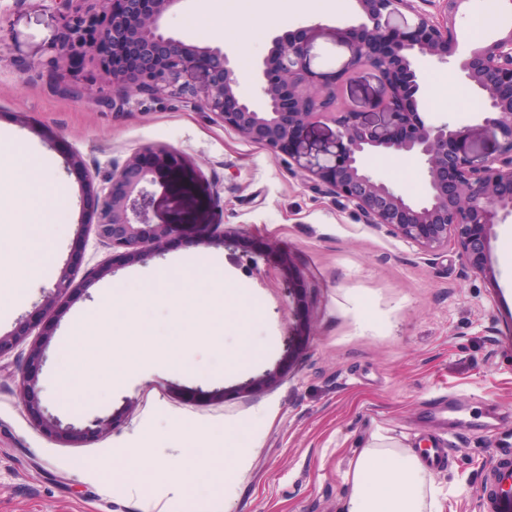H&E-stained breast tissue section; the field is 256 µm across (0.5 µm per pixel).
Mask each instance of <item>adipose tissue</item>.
Returning <instances> with one entry per match:
<instances>
[{
    "label": "adipose tissue",
    "instance_id": "adipose-tissue-1",
    "mask_svg": "<svg viewBox=\"0 0 512 512\" xmlns=\"http://www.w3.org/2000/svg\"><path fill=\"white\" fill-rule=\"evenodd\" d=\"M44 183L40 167L20 171L10 160L0 161V206L10 207L8 220L0 223V239L10 240L9 278L17 288L31 284L39 273L32 243L40 229ZM345 480L349 494L343 512H442L433 473L412 449L378 433L351 461Z\"/></svg>",
    "mask_w": 512,
    "mask_h": 512
}]
</instances>
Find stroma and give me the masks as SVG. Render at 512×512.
I'll return each instance as SVG.
<instances>
[{
	"mask_svg": "<svg viewBox=\"0 0 512 512\" xmlns=\"http://www.w3.org/2000/svg\"><path fill=\"white\" fill-rule=\"evenodd\" d=\"M470 0L458 19L460 48L496 39L512 14L493 10L474 36ZM320 0H185L166 18L168 31L197 46L222 44L234 55L241 93L275 38L308 25ZM62 20L51 0H0V29L9 60L0 65V146L17 165L37 160L47 181L63 178L67 196L46 192L51 224L41 245L39 277L15 291L13 311L0 313V335L49 331L39 371L41 404L85 430L73 441L48 434L18 398L28 342L0 357V512H341L343 475L373 432L418 446L438 403L453 415L443 438L448 465L436 472L443 512H486L490 471L512 465V220L497 225L489 272L473 269L457 246L437 255L391 228L364 223L342 197L312 188L288 154L253 143L211 115L170 99H141L112 112L98 102L60 95L85 77L51 67ZM418 110L467 130L461 150L493 153L473 118L479 101L452 67L420 63ZM79 153L93 182L137 150L162 144L190 160L219 195L205 198L204 219L224 226L223 241L203 246L201 232L168 239L160 257L132 260L79 231L90 213L75 175L67 173L58 140ZM374 174L413 199L425 194L415 159L379 154ZM79 273L70 292L54 285L69 267ZM219 269L225 283L258 303L257 321L226 325L222 346L183 339L184 362L155 356L121 385L92 391L58 385L72 320L107 291L149 286L160 272L205 277ZM256 355L224 365V350L242 338ZM268 417L255 419L258 407ZM112 417L108 429L93 421ZM258 429L251 466L232 496L223 475L184 489L172 465L182 423L198 424L197 444L224 445V422ZM133 448L147 449L152 479L130 484L112 469Z\"/></svg>",
	"mask_w": 512,
	"mask_h": 512,
	"instance_id": "35a3bbf8",
	"label": "stroma"
}]
</instances>
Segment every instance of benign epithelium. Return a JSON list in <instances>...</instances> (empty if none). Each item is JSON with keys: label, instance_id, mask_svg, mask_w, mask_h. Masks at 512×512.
Masks as SVG:
<instances>
[{"label": "benign epithelium", "instance_id": "1", "mask_svg": "<svg viewBox=\"0 0 512 512\" xmlns=\"http://www.w3.org/2000/svg\"><path fill=\"white\" fill-rule=\"evenodd\" d=\"M51 2L62 16L57 53L73 72L90 62L107 76L112 109H130L138 95L192 104L243 137L288 154L313 187L343 197L365 223L388 226L431 254L451 242L472 268L487 271L495 226L512 219V28L486 45L459 50L456 22L470 0H437L435 17L403 12L408 0H357L364 21L331 36L347 52L338 68L315 67L323 24H311L299 39H276L257 65L249 97L238 94L240 78L224 47L187 44L167 32L166 14L182 0H89L85 9L74 6L77 0ZM422 60L452 65L473 88L480 101L475 119L500 138L495 153H463L458 145L466 128L421 118ZM361 67L379 80L372 112L356 111L344 97L343 82ZM315 123L333 124V137L316 149L302 146L305 129ZM378 153L416 158L425 196L410 199L377 179L368 161ZM66 165L94 197L88 223L107 246L145 260L195 226V190L203 175L167 146L132 154L112 168L98 192L79 154L68 153ZM42 357V344L33 343L20 399L48 431L74 437L76 428L61 426L40 408L33 364Z\"/></svg>", "mask_w": 512, "mask_h": 512}]
</instances>
